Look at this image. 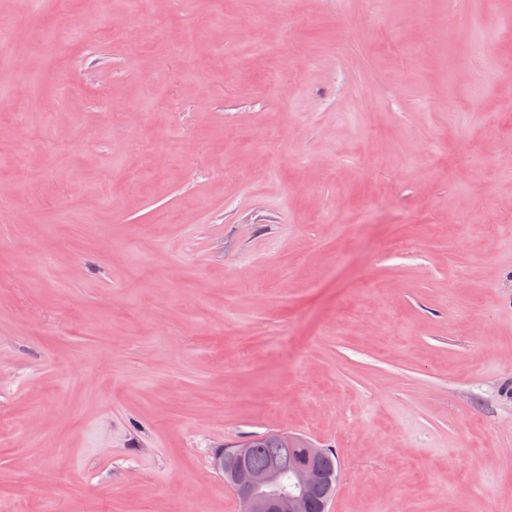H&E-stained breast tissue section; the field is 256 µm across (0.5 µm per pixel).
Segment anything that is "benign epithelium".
I'll return each instance as SVG.
<instances>
[{"mask_svg":"<svg viewBox=\"0 0 512 512\" xmlns=\"http://www.w3.org/2000/svg\"><path fill=\"white\" fill-rule=\"evenodd\" d=\"M282 438L302 448L286 470L275 462L264 468L250 466L245 446L230 451L235 464L227 472L228 485L238 500L239 512H303L304 506L320 495L317 465L326 458L325 449L290 433Z\"/></svg>","mask_w":512,"mask_h":512,"instance_id":"7a95c632","label":"benign epithelium"}]
</instances>
